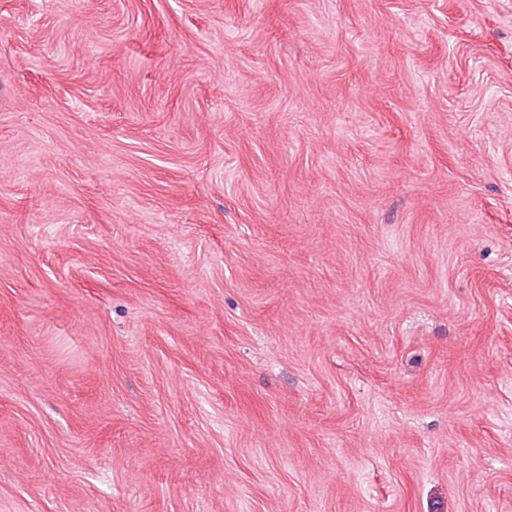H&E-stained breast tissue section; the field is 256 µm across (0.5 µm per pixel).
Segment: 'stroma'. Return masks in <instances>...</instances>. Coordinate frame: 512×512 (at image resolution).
Masks as SVG:
<instances>
[{"instance_id": "35a3bbf8", "label": "stroma", "mask_w": 512, "mask_h": 512, "mask_svg": "<svg viewBox=\"0 0 512 512\" xmlns=\"http://www.w3.org/2000/svg\"><path fill=\"white\" fill-rule=\"evenodd\" d=\"M0 512H512V0H0Z\"/></svg>"}]
</instances>
